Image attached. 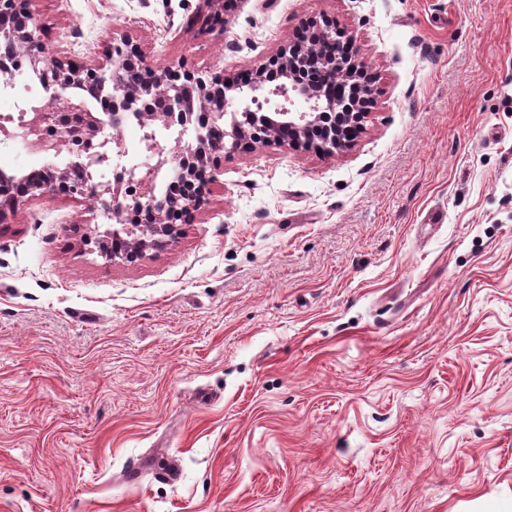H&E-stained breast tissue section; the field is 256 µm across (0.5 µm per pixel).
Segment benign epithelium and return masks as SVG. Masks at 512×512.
Instances as JSON below:
<instances>
[{
  "mask_svg": "<svg viewBox=\"0 0 512 512\" xmlns=\"http://www.w3.org/2000/svg\"><path fill=\"white\" fill-rule=\"evenodd\" d=\"M34 0H0V38L10 42L31 69L40 75L43 88L54 94L73 86L99 89L110 102L109 109L98 116L81 100H72L56 113L61 131L49 145L32 146L43 152L70 154L71 136L80 135L93 141L107 122L119 126L129 115L136 116L143 134L141 143L148 161L139 166L137 192L119 197L118 188L107 183L87 186L71 177V170L101 167L111 154L107 142L91 158L77 157L67 168L45 167L39 179L18 182L0 173V185H18L20 189L0 195V223L14 214L27 195L46 193L56 185H66L74 198L93 197L120 227L112 230V252L106 257L135 262L149 249H164L182 234L180 220L205 201L208 185L217 180L220 166L217 154L237 152L245 145L277 144L293 149L314 146L323 153L342 151L351 146L350 128L358 129L367 113L364 104L373 95V85L362 61L349 54L341 32L324 16L305 21L307 42H297L281 50L274 63L284 75L275 92L289 104L300 100L306 110L294 112L284 107L272 118L262 113L263 104L255 92L264 89L262 70L245 77L214 76L205 79L186 69L179 75L169 69H155L141 55L138 47L126 38L111 46L118 52L112 70L84 67L78 61L56 53L38 35L32 10ZM250 98V103L232 117L224 139L207 135L208 127L220 124L227 109ZM46 115L33 109L24 130L16 131L0 123V143L28 138L39 132ZM193 127L195 143L166 150L157 143V129ZM174 176L192 178L198 183L196 195L183 202L170 191L156 195V181L164 170Z\"/></svg>",
  "mask_w": 512,
  "mask_h": 512,
  "instance_id": "7a95c632",
  "label": "benign epithelium"
}]
</instances>
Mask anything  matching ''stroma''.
<instances>
[{
    "label": "stroma",
    "instance_id": "1",
    "mask_svg": "<svg viewBox=\"0 0 512 512\" xmlns=\"http://www.w3.org/2000/svg\"><path fill=\"white\" fill-rule=\"evenodd\" d=\"M33 10L87 65L227 75L323 14L377 82L351 149L223 156L136 263L93 199L0 223V512H512V0Z\"/></svg>",
    "mask_w": 512,
    "mask_h": 512
}]
</instances>
